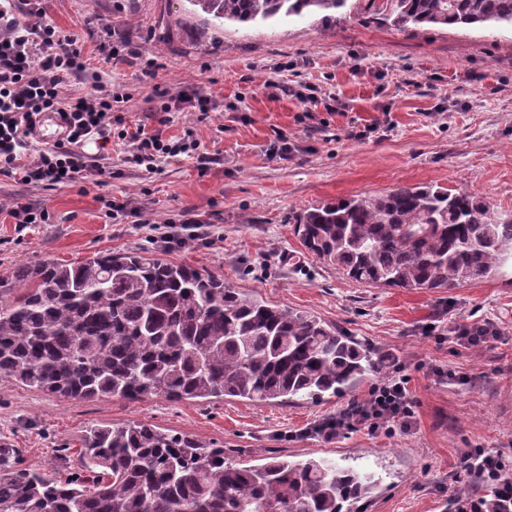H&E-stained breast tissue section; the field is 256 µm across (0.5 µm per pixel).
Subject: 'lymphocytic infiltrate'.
Masks as SVG:
<instances>
[{"label":"lymphocytic infiltrate","instance_id":"f902f5d3","mask_svg":"<svg viewBox=\"0 0 512 512\" xmlns=\"http://www.w3.org/2000/svg\"><path fill=\"white\" fill-rule=\"evenodd\" d=\"M40 0H0V172L18 183L68 184L93 174L98 166L84 150L85 142H108L116 100L111 88L93 81L81 97L62 94L65 83L85 69L76 38L61 34L44 20ZM53 112L62 121L61 137L53 147L33 149L42 119ZM131 159L154 169L158 159L190 150L187 142H170L161 132L136 128ZM400 362L367 398L354 401L336 417L315 426L328 437L359 428L376 433L410 425L416 401Z\"/></svg>","mask_w":512,"mask_h":512}]
</instances>
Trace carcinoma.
<instances>
[{"instance_id":"carcinoma-1","label":"carcinoma","mask_w":512,"mask_h":512,"mask_svg":"<svg viewBox=\"0 0 512 512\" xmlns=\"http://www.w3.org/2000/svg\"><path fill=\"white\" fill-rule=\"evenodd\" d=\"M348 0H187L201 35L224 22L322 15ZM403 30L512 26V0H365ZM308 253L361 284L404 290L482 281L512 261V216L467 190L429 185L324 201L296 217ZM383 358L318 317L185 265L138 253L17 266L0 278V375L47 394L270 402L342 395ZM91 465L56 483L0 443V512H361L374 476L275 455L244 466L224 449L141 423L98 426ZM448 512H512V473L461 491Z\"/></svg>"}]
</instances>
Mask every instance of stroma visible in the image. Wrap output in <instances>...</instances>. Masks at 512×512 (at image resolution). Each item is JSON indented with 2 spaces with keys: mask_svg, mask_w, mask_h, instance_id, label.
<instances>
[{
  "mask_svg": "<svg viewBox=\"0 0 512 512\" xmlns=\"http://www.w3.org/2000/svg\"><path fill=\"white\" fill-rule=\"evenodd\" d=\"M185 0H46L45 20L78 38L91 71L123 95L125 125L192 133L196 151L131 162L130 139L97 155L100 175L56 186L17 184L0 173V278L21 264L75 261L98 251L137 252L188 264L225 284L309 312L384 355L410 377V430L360 429L325 438L311 426L365 399L370 374L343 395L318 401L65 399L0 377V436L21 466L54 479L80 470L87 428L141 422L223 448L258 466L272 455L323 458L374 473L365 512H447L459 467L482 447L503 451L512 470V268L453 289L365 286L304 250L295 218L319 202L431 183L467 189L500 216L512 214V29L432 26L415 34L382 21L345 18L225 23L197 37ZM171 21L164 29L163 21ZM128 41L139 57L106 60L103 44ZM312 89L307 107L285 94ZM216 101L212 112H169L180 95ZM336 111H325L329 99ZM288 140V159L270 145ZM25 202L46 223L16 229L9 209ZM208 228L181 236L187 218ZM493 326L478 345L447 339L456 326ZM462 373L463 382L437 369Z\"/></svg>",
  "mask_w": 512,
  "mask_h": 512,
  "instance_id": "obj_1",
  "label": "stroma"
}]
</instances>
